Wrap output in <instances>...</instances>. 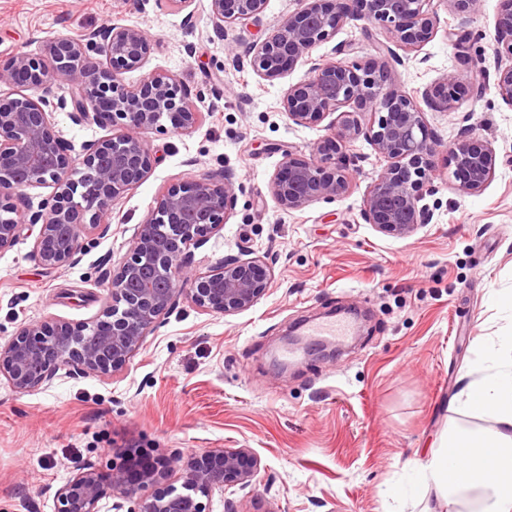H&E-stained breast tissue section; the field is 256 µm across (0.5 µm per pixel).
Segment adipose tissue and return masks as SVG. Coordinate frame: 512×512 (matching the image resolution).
Listing matches in <instances>:
<instances>
[{"label": "adipose tissue", "mask_w": 512, "mask_h": 512, "mask_svg": "<svg viewBox=\"0 0 512 512\" xmlns=\"http://www.w3.org/2000/svg\"><path fill=\"white\" fill-rule=\"evenodd\" d=\"M479 370L460 406L489 416L493 429L446 435L442 451L422 466L420 475L444 499L475 491L481 496V512H512V340L492 347ZM452 455L464 460L461 473L449 474Z\"/></svg>", "instance_id": "adipose-tissue-1"}]
</instances>
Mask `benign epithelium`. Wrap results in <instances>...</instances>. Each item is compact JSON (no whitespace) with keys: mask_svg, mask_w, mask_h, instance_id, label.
<instances>
[{"mask_svg":"<svg viewBox=\"0 0 512 512\" xmlns=\"http://www.w3.org/2000/svg\"><path fill=\"white\" fill-rule=\"evenodd\" d=\"M302 8L249 48L250 66L273 81L298 63L310 65L308 79L288 86L282 109L300 126L315 125L338 113L333 133L317 146L324 161L287 156L270 180V191L286 211L315 200L351 193L358 156L349 143L364 137L384 159L363 200L362 217L379 232L408 237L430 223L421 205L433 191L440 140L425 120V110L456 112L481 94L482 84L450 74L412 93L400 90L394 48L418 53L434 39L439 20L431 0H302ZM266 0H210L217 32L257 18ZM464 16L480 10L481 0H448ZM349 21L383 28L388 45L363 64L320 62L312 51ZM496 88L512 107V0H500L494 17ZM153 50L151 38L136 26L107 23L82 39L60 38L42 56L17 53L0 65V82L27 93L0 104V251L24 235L34 236L33 252L48 269L75 260L81 240L98 233L100 216L112 202L145 180L154 157L145 140L150 132L190 134L200 122L191 90L176 77L152 73L127 87L117 75L141 68ZM93 51L99 59L88 55ZM69 110L76 124L103 120L123 129L117 137L84 145L79 177L72 178L71 146L52 122ZM457 189L481 192L495 171L492 149L461 130L449 150ZM50 187L38 208L17 213L13 198ZM240 186L230 177L221 184H175L161 195L150 217L139 225L127 259L108 275L109 299L102 314L73 325L46 320L21 327L0 345V377L19 392L48 385L60 371L96 377L119 373L143 347L146 337L172 309L189 268L190 248L224 229ZM272 283V269L258 257L226 258L191 279V301L199 308L234 315L253 307ZM121 463L103 472L86 464L55 494V512H210L215 492L245 489L261 472V459L249 448H210L187 458L158 456L141 461L134 447L116 450ZM178 474L180 486L170 482ZM150 490L146 496L141 495Z\"/></svg>","mask_w":512,"mask_h":512,"instance_id":"7a95c632","label":"benign epithelium"}]
</instances>
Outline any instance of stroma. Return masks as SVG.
I'll return each mask as SVG.
<instances>
[{
    "label": "stroma",
    "instance_id": "35a3bbf8",
    "mask_svg": "<svg viewBox=\"0 0 512 512\" xmlns=\"http://www.w3.org/2000/svg\"><path fill=\"white\" fill-rule=\"evenodd\" d=\"M498 0L459 25L446 0H431L440 20L421 57L398 69L410 92L447 74L466 77L448 30L463 28L466 55L492 61ZM302 7L266 0L258 21L216 34L209 0L188 11L167 0H0V61L38 53L58 37L77 38L119 21L143 29L154 50L146 64L120 74L137 85L155 71L175 75L202 114L190 134L154 135L156 163L101 221L108 232L84 239L78 260L45 270L21 238L0 251V345L26 324L81 323L106 304V275L127 255L137 227L173 184H240L223 231L192 248L194 272L227 256L260 258L274 273L250 309L224 316L179 294L172 313L110 378L61 374L21 393L0 379V512H54L55 492L78 467L108 469L115 449L188 456L210 448H249L263 468L246 489L214 496L213 512L232 499L238 512H421L434 486L416 480L445 433L475 429L478 415L458 397L488 344L512 337V318L497 303L512 292V108L494 83L456 112H426L447 155L462 128L496 157L483 191L460 193L441 171L424 204L430 224L413 235L381 234L362 216L381 160L364 139L352 192L281 209L269 189L285 155L311 156L331 119L298 126L282 110L289 85L307 79L297 65L267 82L234 63ZM383 29L352 21L312 56L362 63L385 42ZM358 307L364 319L333 357L303 355L290 369L276 359L290 326Z\"/></svg>",
    "mask_w": 512,
    "mask_h": 512
}]
</instances>
